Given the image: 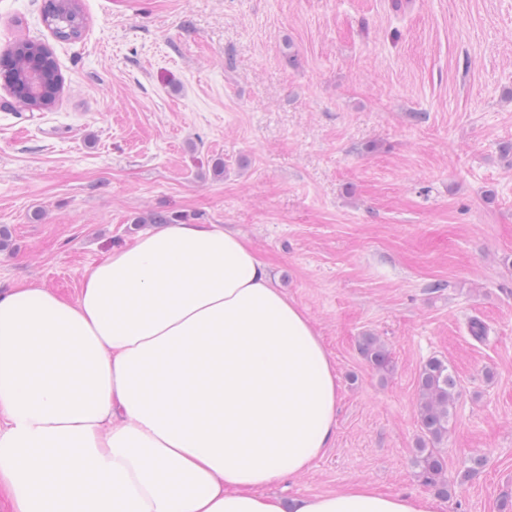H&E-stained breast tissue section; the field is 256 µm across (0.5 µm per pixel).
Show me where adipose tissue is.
<instances>
[{"instance_id":"ef3b65f1","label":"adipose tissue","mask_w":512,"mask_h":512,"mask_svg":"<svg viewBox=\"0 0 512 512\" xmlns=\"http://www.w3.org/2000/svg\"><path fill=\"white\" fill-rule=\"evenodd\" d=\"M336 368L241 233L172 224L75 298L0 291V490L11 512H435L367 486L288 502L336 433Z\"/></svg>"}]
</instances>
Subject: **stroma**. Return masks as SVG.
I'll return each mask as SVG.
<instances>
[{
    "mask_svg": "<svg viewBox=\"0 0 512 512\" xmlns=\"http://www.w3.org/2000/svg\"><path fill=\"white\" fill-rule=\"evenodd\" d=\"M43 3L0 0V53L39 39L63 77L44 110L0 82V289L74 298L151 210L231 226L338 377L332 448L267 494L430 497L417 376L439 357L459 380L448 475L487 464L436 512L512 503V0H80L75 42ZM358 347L362 356L379 372H388L392 367L391 352L378 336L367 333L360 337Z\"/></svg>",
    "mask_w": 512,
    "mask_h": 512,
    "instance_id": "35a3bbf8",
    "label": "stroma"
}]
</instances>
